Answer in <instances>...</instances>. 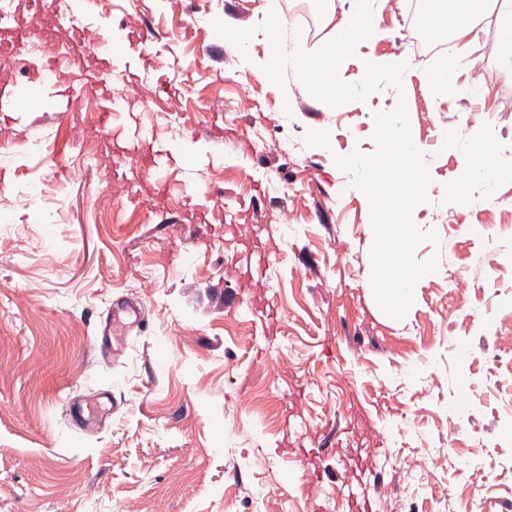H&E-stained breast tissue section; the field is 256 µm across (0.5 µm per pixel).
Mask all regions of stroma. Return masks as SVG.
<instances>
[{"label":"stroma","instance_id":"stroma-1","mask_svg":"<svg viewBox=\"0 0 512 512\" xmlns=\"http://www.w3.org/2000/svg\"><path fill=\"white\" fill-rule=\"evenodd\" d=\"M77 27L106 36L140 15L148 45L133 44L129 71L105 94L71 101L87 137L52 112H0V140L38 142L1 153L0 512H349L352 458L373 456L393 512H471L474 501L512 500V472L475 475L469 456L500 438L493 365L460 369L450 341L473 353L512 349V236L478 239L471 224L512 225V182L460 204L448 194L463 175L469 141L489 125L512 133V51L486 54L497 19L482 11L443 55L418 56L409 12L373 0L384 35L358 43L339 69L359 83L360 58H403L400 87L382 86L336 111L285 72V87L255 75L269 52L270 11L288 0H48ZM244 29L246 44L225 38ZM451 86L430 92L442 70ZM481 82L482 97L459 95ZM140 91L132 120L175 150L193 146L196 181L224 219L191 226L180 200L162 210L141 194L142 174L112 166L95 135L109 99ZM295 100L280 111L283 93ZM406 102L431 182L412 214L437 242L414 257L437 259L403 319L386 315L371 287L370 207L335 156L374 154V115ZM286 183L268 190L269 178ZM296 226L284 231L282 218ZM267 253L262 288L227 275L244 225ZM463 272L482 281L475 317L448 286ZM150 273L152 293L139 291ZM140 300L144 320L121 328L117 353L101 358L95 336L114 300ZM236 353L226 368L225 349ZM264 384L267 410L237 396ZM476 400L458 435L446 417L464 389ZM103 405L94 428L72 399ZM429 473L409 487L410 471Z\"/></svg>","mask_w":512,"mask_h":512}]
</instances>
